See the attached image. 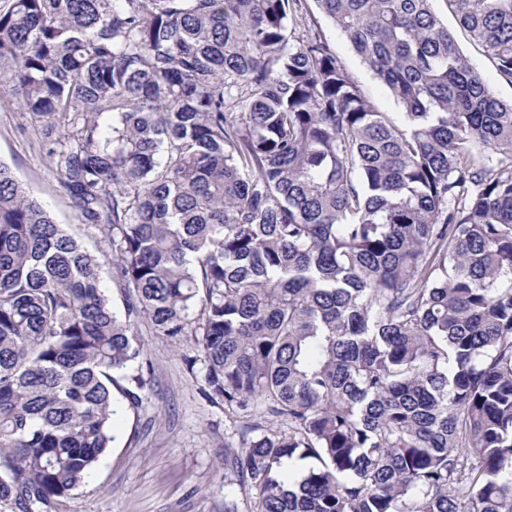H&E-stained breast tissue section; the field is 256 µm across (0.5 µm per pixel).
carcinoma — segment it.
Instances as JSON below:
<instances>
[{
    "label": "carcinoma",
    "instance_id": "cac0c4a2",
    "mask_svg": "<svg viewBox=\"0 0 512 512\" xmlns=\"http://www.w3.org/2000/svg\"><path fill=\"white\" fill-rule=\"evenodd\" d=\"M6 2L0 83L125 316L0 164V508L83 484L148 388L144 318L236 416L253 512H512V102L433 0H313L403 127L293 37L308 0ZM445 3L512 84V0ZM433 8L442 21L448 25V29L454 34L461 54L479 71L484 82L500 100L511 101L512 85L500 79L495 69L482 56L478 47L470 39L468 33L460 27L457 19L448 13L443 0H435Z\"/></svg>",
    "mask_w": 512,
    "mask_h": 512
}]
</instances>
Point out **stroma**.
<instances>
[{
    "mask_svg": "<svg viewBox=\"0 0 512 512\" xmlns=\"http://www.w3.org/2000/svg\"><path fill=\"white\" fill-rule=\"evenodd\" d=\"M433 8L455 36L461 54L503 101L512 85L500 79L444 0ZM320 33L337 52L366 99L381 112L400 117L402 109L385 84L353 52L344 36L319 11L300 20L297 36ZM0 163L7 165L25 190L92 253L107 251L103 227L84 223L59 186V176L27 128L12 86L0 84ZM150 369V386L139 406L120 402L115 440L68 499L63 512H224L226 500L238 512H252L254 493L232 483L224 450L232 428L224 409L207 399L201 379L184 359L193 350L155 336L148 323L137 327Z\"/></svg>",
    "mask_w": 512,
    "mask_h": 512,
    "instance_id": "stroma-1",
    "label": "stroma"
}]
</instances>
